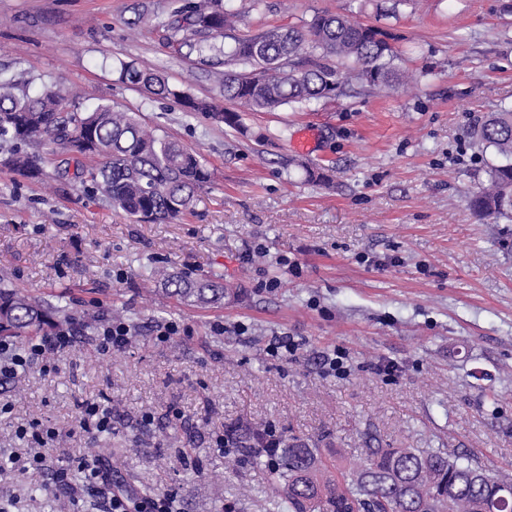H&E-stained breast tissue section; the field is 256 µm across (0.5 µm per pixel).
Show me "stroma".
Returning a JSON list of instances; mask_svg holds the SVG:
<instances>
[{"mask_svg":"<svg viewBox=\"0 0 512 512\" xmlns=\"http://www.w3.org/2000/svg\"><path fill=\"white\" fill-rule=\"evenodd\" d=\"M167 5L0 0L1 72L32 94L65 79L83 111L139 113L211 171L190 212L139 223L62 177L54 147L39 148L42 174L31 180L8 166L12 144L0 145V266L12 284L65 292L76 324L119 310L136 329L108 359L84 342L55 355L53 371L1 386L11 409L0 415V456L30 453L17 430L40 421L55 430L44 447L52 459L95 458L99 441L76 418L98 399L112 406L109 461L125 486L177 492L183 512H277L265 469L214 446L238 425L275 428L348 466L374 436L470 453L512 474V223L480 219L464 201L492 159L471 127L512 108V0H265L259 13L250 0H220L244 33L325 12L380 26L420 75L387 96L360 90L246 113L245 136L118 82V62L132 61L223 104V65L163 32L128 28L136 13ZM306 126L318 137L304 154L292 142ZM307 165L329 183L306 182ZM158 265L223 275L230 293L219 308L176 302L152 276ZM170 319L194 336L154 344V325ZM217 320L224 335L210 333ZM285 334L302 344L292 361L267 353ZM333 348L348 353V377L318 368ZM381 359L398 364L396 379L374 372ZM56 495L48 475L0 472V499L18 500L19 512H45Z\"/></svg>","mask_w":512,"mask_h":512,"instance_id":"stroma-1","label":"stroma"}]
</instances>
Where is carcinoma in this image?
Masks as SVG:
<instances>
[{
	"label": "carcinoma",
	"instance_id": "carcinoma-1",
	"mask_svg": "<svg viewBox=\"0 0 512 512\" xmlns=\"http://www.w3.org/2000/svg\"><path fill=\"white\" fill-rule=\"evenodd\" d=\"M240 17L194 0L171 5L162 18L139 14L128 25L154 24L177 48L200 56L224 57L219 82L229 107L200 100L169 82L160 72L132 61H118L119 81L138 86L158 100L175 99L184 111L202 114L242 133L244 112H272L336 99L359 87L389 94L416 80L398 66L400 55L389 44L394 36L340 14L325 13L288 27H261L236 33ZM222 36L220 47L212 39ZM472 137L500 158L488 164L486 181L465 194L479 217L512 222V110L478 121ZM0 141L14 143L7 159L21 176L41 175L29 146H60L59 168L73 181L90 183L117 210L143 223H169L188 212L210 181L201 156L180 142L159 136L136 112L102 105L82 112L61 82L30 94L12 77L0 74ZM154 276L170 298L196 307L224 304V278L189 279L158 266ZM70 317L67 306L47 302L7 284L0 274V337L20 339L47 333ZM243 461L257 463L261 434L245 430L228 435ZM268 467L281 512H512V478L466 453L443 448L366 449L365 461L346 467L329 463L315 448L284 443Z\"/></svg>",
	"mask_w": 512,
	"mask_h": 512
}]
</instances>
